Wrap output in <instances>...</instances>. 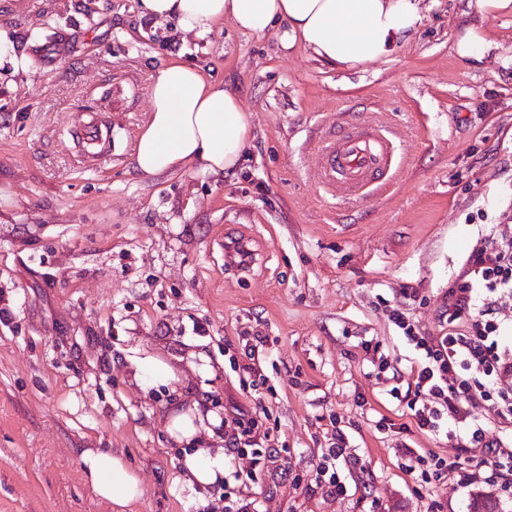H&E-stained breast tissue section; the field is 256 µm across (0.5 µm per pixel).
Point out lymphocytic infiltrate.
I'll return each instance as SVG.
<instances>
[{
  "mask_svg": "<svg viewBox=\"0 0 512 512\" xmlns=\"http://www.w3.org/2000/svg\"><path fill=\"white\" fill-rule=\"evenodd\" d=\"M460 284L444 296L445 328L439 335H419L401 311L390 319L418 355L408 372L397 371L382 351L371 364L378 378L390 379L388 394L404 400L415 429L446 438L455 451L480 454V462L458 473L455 461L434 451L408 449L411 472L423 483L432 478L458 477L468 485L495 486L512 478V349L500 339L512 331L502 317L504 300L512 298V224L488 225L468 254ZM495 422L499 437L487 434ZM256 412L235 410L224 418V440L237 454L233 477L241 487L253 481L260 460L280 458L269 447ZM349 438L343 426L333 425L316 470L315 484L333 499L348 495V485L336 469L350 460Z\"/></svg>",
  "mask_w": 512,
  "mask_h": 512,
  "instance_id": "lymphocytic-infiltrate-1",
  "label": "lymphocytic infiltrate"
}]
</instances>
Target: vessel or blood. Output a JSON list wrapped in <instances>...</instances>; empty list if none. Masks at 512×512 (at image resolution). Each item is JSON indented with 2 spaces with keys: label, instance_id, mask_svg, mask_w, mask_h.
<instances>
[{
  "label": "vessel or blood",
  "instance_id": "vessel-or-blood-1",
  "mask_svg": "<svg viewBox=\"0 0 512 512\" xmlns=\"http://www.w3.org/2000/svg\"><path fill=\"white\" fill-rule=\"evenodd\" d=\"M390 162L391 143L386 136L375 128H356L325 145L320 176L332 190L345 195L363 194Z\"/></svg>",
  "mask_w": 512,
  "mask_h": 512
}]
</instances>
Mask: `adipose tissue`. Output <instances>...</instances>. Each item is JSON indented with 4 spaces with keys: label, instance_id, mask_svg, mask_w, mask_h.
Masks as SVG:
<instances>
[{
    "label": "adipose tissue",
    "instance_id": "1",
    "mask_svg": "<svg viewBox=\"0 0 512 512\" xmlns=\"http://www.w3.org/2000/svg\"><path fill=\"white\" fill-rule=\"evenodd\" d=\"M138 7L141 15L176 20L182 33L198 37L223 20L253 34L282 24L289 40H301L317 59L340 68L387 58L423 23L420 0H139ZM150 97L151 111L131 156L136 172L155 177L191 165L220 175L239 166L252 121L233 88L206 81L195 66L171 61L154 75ZM220 425L196 402L171 416L167 431L183 449L187 486L223 484L228 467L216 446ZM82 461L95 493L117 512L140 499V483L120 456L88 449Z\"/></svg>",
    "mask_w": 512,
    "mask_h": 512
}]
</instances>
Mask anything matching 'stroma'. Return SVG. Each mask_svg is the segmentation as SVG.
<instances>
[{"label":"stroma","instance_id":"1","mask_svg":"<svg viewBox=\"0 0 512 512\" xmlns=\"http://www.w3.org/2000/svg\"><path fill=\"white\" fill-rule=\"evenodd\" d=\"M422 7L391 56L339 71L285 47L282 25L256 35L222 21L200 38L141 16L138 0H0L14 45L0 56V512H115L84 477L87 448L139 478L128 512H224L222 488L184 486L166 430L195 400L221 417L263 405L287 442L288 470L269 465L248 486L257 512H471L481 498L512 512V488L414 479L403 445L445 455V439L375 426L410 417L364 341L406 370L392 310L438 334L484 226L512 220V13ZM41 26L49 40L35 39ZM467 26L493 43L482 62L455 51ZM170 61L237 91L253 139L235 172L133 170L152 76ZM92 115L111 127L110 151L70 138ZM362 124L390 139L392 165L369 195L331 196L321 150ZM233 237L252 251L242 272L224 265ZM247 333L266 338L255 391L236 366ZM195 353L213 377L193 371ZM150 358L180 374L179 392L135 380ZM334 416L359 460L337 465L340 500L312 481Z\"/></svg>","mask_w":512,"mask_h":512}]
</instances>
